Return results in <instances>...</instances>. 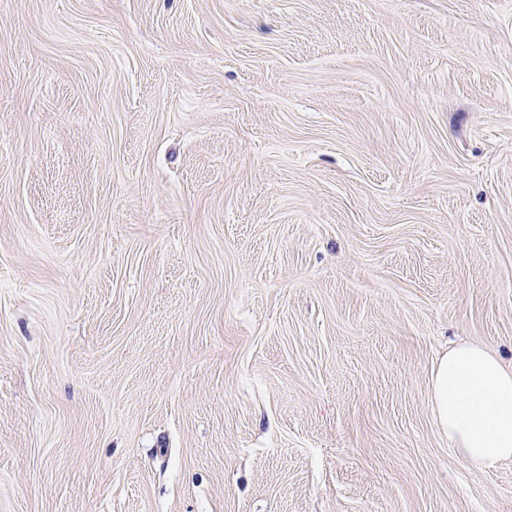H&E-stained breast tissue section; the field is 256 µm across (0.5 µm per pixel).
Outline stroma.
<instances>
[{"instance_id":"obj_1","label":"stroma","mask_w":512,"mask_h":512,"mask_svg":"<svg viewBox=\"0 0 512 512\" xmlns=\"http://www.w3.org/2000/svg\"><path fill=\"white\" fill-rule=\"evenodd\" d=\"M458 340L512 365V0H0V512H512ZM431 409L439 430L473 470L512 460V368L488 348L458 343L431 374Z\"/></svg>"}]
</instances>
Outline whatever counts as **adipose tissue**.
<instances>
[{
    "label": "adipose tissue",
    "mask_w": 512,
    "mask_h": 512,
    "mask_svg": "<svg viewBox=\"0 0 512 512\" xmlns=\"http://www.w3.org/2000/svg\"><path fill=\"white\" fill-rule=\"evenodd\" d=\"M431 409L439 430L473 470L512 460V368L488 348L463 342L431 374Z\"/></svg>",
    "instance_id": "1"
}]
</instances>
